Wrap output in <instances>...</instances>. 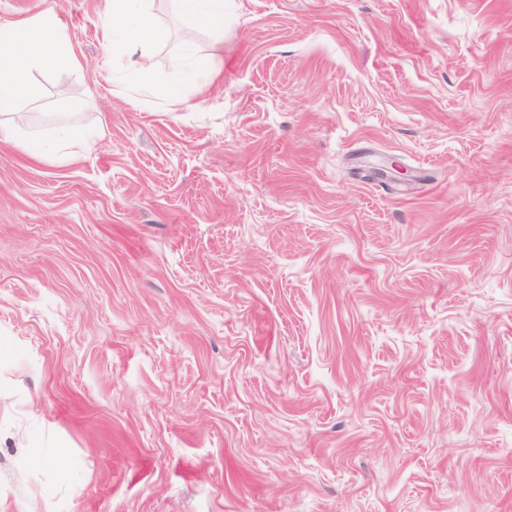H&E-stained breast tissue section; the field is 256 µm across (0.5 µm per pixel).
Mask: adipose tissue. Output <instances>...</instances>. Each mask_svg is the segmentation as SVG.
<instances>
[{
	"mask_svg": "<svg viewBox=\"0 0 512 512\" xmlns=\"http://www.w3.org/2000/svg\"><path fill=\"white\" fill-rule=\"evenodd\" d=\"M128 0H110L102 22L103 38L112 44L111 67L119 73L136 67L148 73L147 58H135V51L155 36L152 15L141 9L136 20L127 15ZM80 61L69 47L56 4L49 0L40 14L22 20L0 21V140L20 142L32 157L41 152L33 141L19 140L12 124V112L29 96L27 76L38 68L75 69Z\"/></svg>",
	"mask_w": 512,
	"mask_h": 512,
	"instance_id": "adipose-tissue-1",
	"label": "adipose tissue"
}]
</instances>
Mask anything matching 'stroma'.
Returning a JSON list of instances; mask_svg holds the SVG:
<instances>
[{
	"label": "stroma",
	"instance_id": "obj_1",
	"mask_svg": "<svg viewBox=\"0 0 512 512\" xmlns=\"http://www.w3.org/2000/svg\"><path fill=\"white\" fill-rule=\"evenodd\" d=\"M58 0L0 144V512H512V0ZM183 82L185 99L169 91ZM130 0H110L108 11L103 22V38L112 42V75L135 66L139 72L146 75L150 70L147 57L132 59V54L142 45L149 43L155 36L152 23L153 15L149 12L143 0L142 9L135 21H130L127 15V3ZM174 7L192 19L206 20L218 28L224 22V0H173ZM92 144L91 132L86 127L71 126L63 129L57 138L58 150L69 158H76L88 151Z\"/></svg>",
	"mask_w": 512,
	"mask_h": 512
}]
</instances>
